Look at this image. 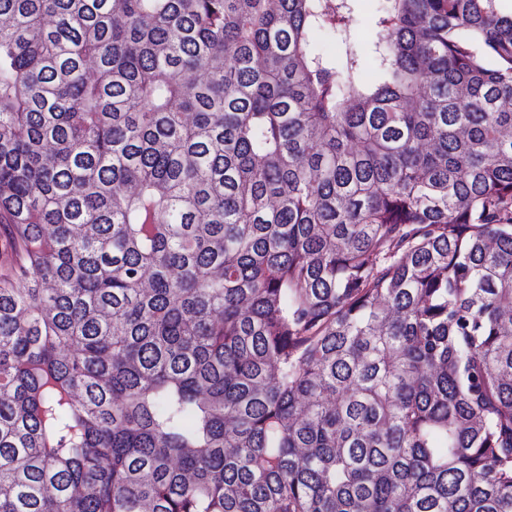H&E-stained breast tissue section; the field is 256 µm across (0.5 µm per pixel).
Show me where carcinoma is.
<instances>
[{
	"mask_svg": "<svg viewBox=\"0 0 512 512\" xmlns=\"http://www.w3.org/2000/svg\"><path fill=\"white\" fill-rule=\"evenodd\" d=\"M351 2L0 0V512H512V15ZM352 28L356 45L361 55L365 73L371 78L375 76L371 48L376 39L377 28L375 17L381 7L380 0H353Z\"/></svg>",
	"mask_w": 512,
	"mask_h": 512,
	"instance_id": "carcinoma-1",
	"label": "carcinoma"
}]
</instances>
